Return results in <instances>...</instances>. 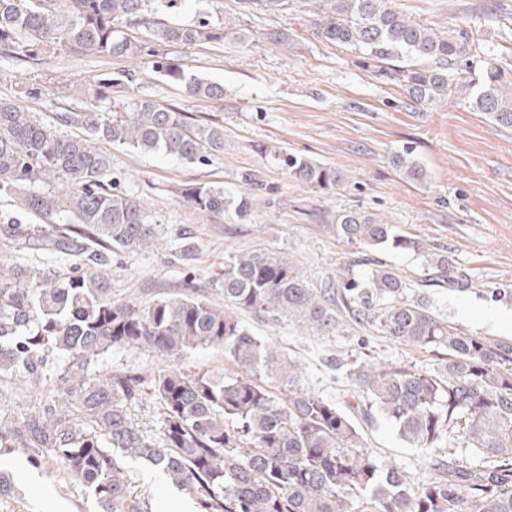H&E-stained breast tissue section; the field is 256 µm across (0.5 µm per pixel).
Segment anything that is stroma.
I'll return each mask as SVG.
<instances>
[{"mask_svg": "<svg viewBox=\"0 0 512 512\" xmlns=\"http://www.w3.org/2000/svg\"><path fill=\"white\" fill-rule=\"evenodd\" d=\"M395 2L403 13L437 28L460 22L471 26L481 52L492 54L505 75L503 92L512 95V0ZM201 10L223 23V44L179 47L171 58L185 74L223 84L219 105L184 96L179 85L156 76L151 66L126 57L61 52L19 66L0 62V96L12 97L19 84L40 81L46 92L30 108L46 120L65 86L135 68L141 95L224 127L223 154L204 165L113 149V172L125 189L142 198L158 224L154 245L113 255V298L144 305L189 291L223 305L218 280L224 259L239 252L288 258L313 282L340 278L355 253L326 227L338 215L357 211L427 246L447 248L472 275L474 286L465 292L433 289L432 307L467 334L512 342V328H498L490 319L494 313L512 317V297L489 293L496 286H512V130L472 110L463 95L420 104L400 83L378 80L360 66L352 47L316 35L301 0L275 14L246 7L245 0L177 4L186 22ZM275 28L289 30L288 45L267 40L268 30ZM270 145L334 167L345 180L327 192L288 181L265 166L264 150ZM406 147L425 170L423 180L407 179L393 166L392 153ZM247 168L262 171L275 192L254 203L243 222L199 214L179 194L189 182L238 188L237 175ZM188 238L195 253L183 263L176 255ZM242 320L304 366L311 390L342 407L351 404L352 387L328 368L329 356L350 362L374 351L419 368L433 362L430 353L379 336L367 338L353 328L341 336H309L290 323L261 322L248 314ZM362 428L370 447L405 469L413 483L426 478L425 451L403 443L383 418ZM8 459L25 495L1 498L0 512H97L78 486L47 477L23 454ZM127 470L133 490L152 501L180 505L191 500L147 465L131 461Z\"/></svg>", "mask_w": 512, "mask_h": 512, "instance_id": "obj_1", "label": "stroma"}]
</instances>
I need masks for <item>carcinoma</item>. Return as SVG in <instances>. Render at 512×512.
Returning a JSON list of instances; mask_svg holds the SVG:
<instances>
[{
    "label": "carcinoma",
    "instance_id": "cac0c4a2",
    "mask_svg": "<svg viewBox=\"0 0 512 512\" xmlns=\"http://www.w3.org/2000/svg\"><path fill=\"white\" fill-rule=\"evenodd\" d=\"M152 0H0V60L28 62L53 51L150 58L152 71L184 93L216 103L224 85L185 75L170 62L177 47L224 42L206 18L157 17ZM316 34L354 47L381 80H397L418 103L446 102L467 87L469 104L512 128V98L494 62L475 71L471 27L442 31L400 12L393 0H309ZM145 29L144 37L133 35ZM139 72L80 87L85 107L58 106L50 122L25 102L42 95L26 83L0 99V235L21 251L67 256L71 270L0 268V386L22 377L51 384L30 406L0 412V454L60 474L91 496L99 512H154L131 491L125 460L158 471L190 493L197 512H512V343L466 334L411 293L410 283L375 256L410 247L422 258L419 287L466 289L470 274L448 251L396 234L369 214L347 212L324 228L352 247L367 269L312 284L288 259L261 252L224 258V307L176 293L147 305L112 299L109 258L155 241L157 221L143 200L112 176L102 143L161 151L187 164L224 152V128L135 94ZM411 152L393 157L408 177L423 169ZM268 166L319 190L343 182L336 169L283 149ZM237 194L187 183L181 197L205 215L242 221L273 187L262 172L238 174ZM40 223L30 226L21 217ZM295 323L313 335L353 322L432 354L429 369L373 358L352 366L365 405L339 407L301 384L302 366L255 335L239 314ZM143 349L180 360L199 348L224 351L229 369L161 366L103 370L114 349ZM153 409L160 429L134 424L129 410ZM390 422L403 442L435 451L462 445L469 458L436 455L414 488L379 457L352 413Z\"/></svg>",
    "mask_w": 512,
    "mask_h": 512
}]
</instances>
